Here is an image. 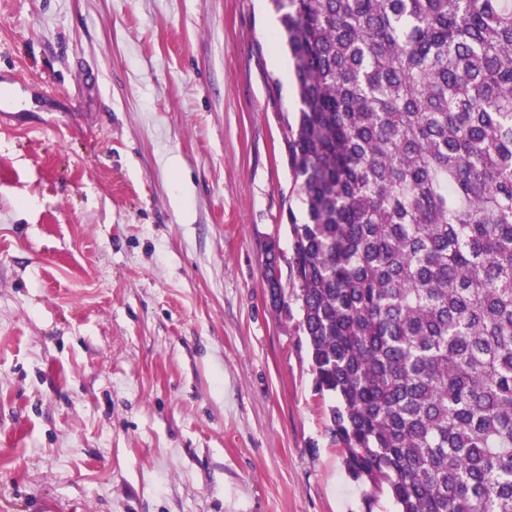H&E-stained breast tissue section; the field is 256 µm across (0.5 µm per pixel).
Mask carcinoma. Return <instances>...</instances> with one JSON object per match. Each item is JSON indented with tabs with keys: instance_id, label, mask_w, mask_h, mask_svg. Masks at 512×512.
<instances>
[{
	"instance_id": "obj_1",
	"label": "carcinoma",
	"mask_w": 512,
	"mask_h": 512,
	"mask_svg": "<svg viewBox=\"0 0 512 512\" xmlns=\"http://www.w3.org/2000/svg\"><path fill=\"white\" fill-rule=\"evenodd\" d=\"M315 383L398 512H512V0H272Z\"/></svg>"
}]
</instances>
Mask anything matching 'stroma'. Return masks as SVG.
<instances>
[{
  "label": "stroma",
  "mask_w": 512,
  "mask_h": 512,
  "mask_svg": "<svg viewBox=\"0 0 512 512\" xmlns=\"http://www.w3.org/2000/svg\"><path fill=\"white\" fill-rule=\"evenodd\" d=\"M279 31L269 0H0V512H395L311 371Z\"/></svg>",
  "instance_id": "obj_1"
}]
</instances>
